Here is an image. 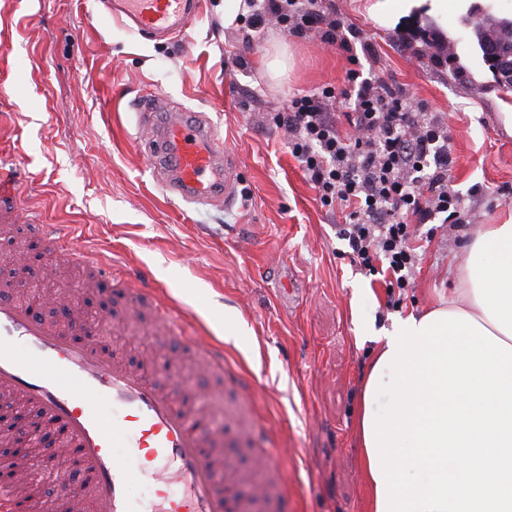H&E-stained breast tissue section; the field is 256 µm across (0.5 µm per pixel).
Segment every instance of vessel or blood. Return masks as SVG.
Listing matches in <instances>:
<instances>
[{
    "label": "vessel or blood",
    "mask_w": 512,
    "mask_h": 512,
    "mask_svg": "<svg viewBox=\"0 0 512 512\" xmlns=\"http://www.w3.org/2000/svg\"><path fill=\"white\" fill-rule=\"evenodd\" d=\"M199 0H112L115 15L127 17L138 34L155 38L184 32ZM150 142L151 167L165 191L182 201L231 198L228 176L237 166L234 152L213 123L193 112L152 113L139 124ZM19 187L7 161L0 156V220L33 223L34 215L14 206ZM69 265L88 269L93 278H111L108 262L78 252ZM128 312L151 309L163 334L178 341V323L157 300V290L140 273L125 276ZM83 304L75 293L62 302L67 325L47 322L18 303L11 286H0V392L19 394L44 421L61 429L63 447L74 451L85 478L72 485L69 473L58 472L63 491L58 502L42 512H245L232 495L237 479L233 464H218L207 417L177 407L186 395L187 380L177 368L160 380L146 378L123 361L99 349L95 341L74 343L69 328L77 324ZM203 366L224 372V351L194 346ZM232 401L226 415L238 417L252 404V382L236 377L225 384ZM111 404V414L97 405ZM266 478L253 497L268 498L286 478L273 458L258 463ZM0 512H25L16 493L20 467H0ZM152 478L155 496L149 505L133 499L134 481Z\"/></svg>",
    "instance_id": "vessel-or-blood-1"
}]
</instances>
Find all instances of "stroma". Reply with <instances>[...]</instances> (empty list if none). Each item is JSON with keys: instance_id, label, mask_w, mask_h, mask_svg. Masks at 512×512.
I'll list each match as a JSON object with an SVG mask.
<instances>
[{"instance_id": "stroma-1", "label": "stroma", "mask_w": 512, "mask_h": 512, "mask_svg": "<svg viewBox=\"0 0 512 512\" xmlns=\"http://www.w3.org/2000/svg\"><path fill=\"white\" fill-rule=\"evenodd\" d=\"M369 6L322 0L327 16L368 43L356 66L447 124L448 187L467 212L463 224L418 226L419 264L394 307L388 275L353 263L335 209L317 200L275 122L294 98L344 88L355 65L340 49L313 30L225 25L224 0H202L183 34L157 39L127 29L101 0H0L11 60L0 85V138L19 161L23 204L39 223L68 227L69 247L141 271L189 331L222 344L229 366L253 379L245 439L224 418L221 379L181 352L188 392L211 415L218 448L245 467L259 453L287 455V486L255 512H364L354 419L374 345L356 342L355 323L391 328L457 287L478 226L512 217V97L495 87L472 35L478 14L512 18V0H465L444 21L398 13L387 25ZM448 43L469 77L454 79L435 63ZM280 48L291 66L273 79L265 62ZM157 96L166 111L197 112L218 126L237 157L231 204H188L157 184L138 143L139 115ZM37 241L26 224L0 237V279L13 280L24 301L40 297L42 317L55 321L80 278L37 264L14 278L15 245ZM287 279L296 288L289 299L278 293ZM124 303L116 283L86 290L85 322L100 325L108 315L115 322L99 348L145 370L164 362L151 317L125 320Z\"/></svg>"}]
</instances>
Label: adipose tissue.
Listing matches in <instances>:
<instances>
[{
    "label": "adipose tissue",
    "mask_w": 512,
    "mask_h": 512,
    "mask_svg": "<svg viewBox=\"0 0 512 512\" xmlns=\"http://www.w3.org/2000/svg\"><path fill=\"white\" fill-rule=\"evenodd\" d=\"M462 270V288L452 296L438 297L431 311L468 314L512 345V219L478 229Z\"/></svg>",
    "instance_id": "1"
}]
</instances>
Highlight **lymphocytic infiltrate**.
<instances>
[{"instance_id":"1","label":"lymphocytic infiltrate","mask_w":512,"mask_h":512,"mask_svg":"<svg viewBox=\"0 0 512 512\" xmlns=\"http://www.w3.org/2000/svg\"><path fill=\"white\" fill-rule=\"evenodd\" d=\"M248 6L246 27L260 28L271 15L288 33L319 26L324 42L352 48L340 23L325 20L316 7L297 8L296 0H249ZM347 80L353 104L346 115L333 112L335 93L326 89L293 99L277 124L321 203L342 214L340 234L360 266L373 272L386 262L394 285L404 289L417 263L413 221H466L459 195L448 189V128L379 77L353 70ZM343 120L349 133L339 129Z\"/></svg>"}]
</instances>
